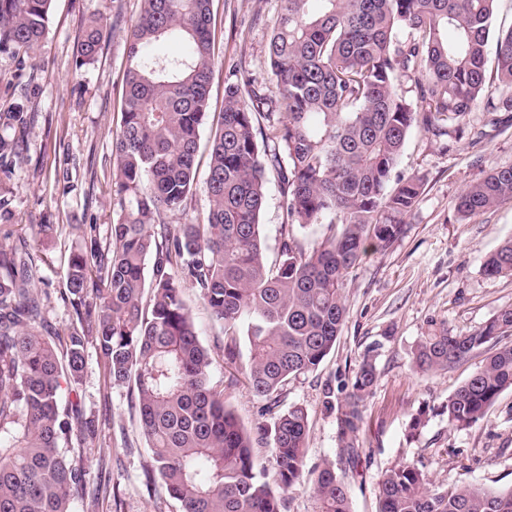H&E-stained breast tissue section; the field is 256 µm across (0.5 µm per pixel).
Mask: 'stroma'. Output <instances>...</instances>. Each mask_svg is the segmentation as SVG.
<instances>
[{
	"mask_svg": "<svg viewBox=\"0 0 512 512\" xmlns=\"http://www.w3.org/2000/svg\"><path fill=\"white\" fill-rule=\"evenodd\" d=\"M142 0H53L45 37L26 59L0 53V112L26 101L24 157L0 173V197L10 202L0 230L10 244L26 240L38 261L35 289L48 330L67 333L75 322L63 302L66 259L80 244L64 233L37 236L38 224H84L106 237L112 222V147L121 123L126 39ZM214 49L206 127L224 109V86L234 69L256 82L268 81L267 48L280 0H212ZM94 18L107 21L96 63L83 65L78 51ZM512 165V119L494 117L478 100L462 137H436L412 127L396 169L423 177L424 192L406 217L400 236L369 251L348 275L347 322L318 370L289 382L276 412L254 397L241 371L223 361V337L194 289L186 297L209 349L211 380L246 427L272 423L275 413L306 409L309 434L305 467L334 462L348 485L354 512H378V486L401 464L416 465L432 486L451 490L480 486L512 488V390L487 415L460 429L442 407L482 364L488 348L445 371L423 374L412 365L415 344L433 323L470 333L512 308V277H489L483 262L512 238V202L468 218L455 209L458 195L493 169ZM374 351L377 381L367 399L353 461L339 455L340 387L353 378L367 351ZM86 415L98 436L77 450L86 488L72 512H179L160 481L138 427L127 389L108 387L95 349H88L82 386ZM423 417L411 432L414 417ZM107 494H99V486Z\"/></svg>",
	"mask_w": 512,
	"mask_h": 512,
	"instance_id": "stroma-1",
	"label": "stroma"
}]
</instances>
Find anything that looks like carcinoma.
Segmentation results:
<instances>
[{
    "label": "carcinoma",
    "instance_id": "cac0c4a2",
    "mask_svg": "<svg viewBox=\"0 0 512 512\" xmlns=\"http://www.w3.org/2000/svg\"><path fill=\"white\" fill-rule=\"evenodd\" d=\"M52 0H0V52L24 56L42 42ZM212 0H143L131 30L121 128L113 145L109 241L69 225L84 245L69 254L64 302L75 324L44 329L27 244H0V512H72L85 473L74 448L96 435L79 399L88 344L109 387L134 395L156 473L180 512H284L282 492L303 481L307 412L293 406L271 424L245 428L213 386L209 350L184 299L189 284L224 335V358L240 362L252 393L276 401L288 382L318 369L346 320L347 275L366 244L383 249L418 205L423 178L389 186L407 134L459 130L478 99L512 112V27L497 37L496 100L486 84L496 0H280L268 43L272 86L227 82L220 124L207 140L208 209L184 223L197 189L196 161L209 104ZM104 25L80 43L93 63ZM414 85L406 96L398 80ZM0 164L22 157L25 106L0 113ZM283 218L277 258L262 237L268 175ZM512 201V166L469 185L464 217ZM328 225L307 251L294 227ZM512 276V239L483 263ZM512 334V308L482 328L455 333L434 323L419 338L414 368L448 369ZM246 354H241V345ZM377 379L367 355L339 404V448L356 436ZM512 389V345H502L448 397V422L483 419ZM271 450L277 486L254 448ZM318 512H353L346 484L325 462L312 478ZM379 512H512V489L429 487L404 464L379 484Z\"/></svg>",
    "mask_w": 512,
    "mask_h": 512
}]
</instances>
